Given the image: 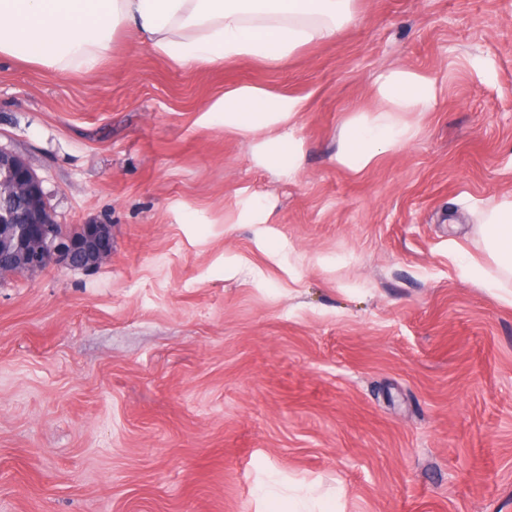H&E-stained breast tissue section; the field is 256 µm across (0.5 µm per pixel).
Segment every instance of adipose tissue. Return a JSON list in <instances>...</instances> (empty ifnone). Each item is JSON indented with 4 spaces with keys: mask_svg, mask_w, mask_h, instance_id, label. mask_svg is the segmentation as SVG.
Masks as SVG:
<instances>
[{
    "mask_svg": "<svg viewBox=\"0 0 512 512\" xmlns=\"http://www.w3.org/2000/svg\"><path fill=\"white\" fill-rule=\"evenodd\" d=\"M354 0H0V55L56 71L93 70L112 52L120 29L134 31L178 68L238 59L278 67L312 43L332 37L353 17ZM373 104L348 119L334 156L354 174L387 151L409 146L419 119L433 111L438 85L406 68L378 74ZM304 97L240 84L203 108L204 123L249 138L251 160L279 178L301 168L296 129ZM484 232L503 268L512 270V202Z\"/></svg>",
    "mask_w": 512,
    "mask_h": 512,
    "instance_id": "ef3b65f1",
    "label": "adipose tissue"
}]
</instances>
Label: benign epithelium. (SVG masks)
<instances>
[{"mask_svg":"<svg viewBox=\"0 0 512 512\" xmlns=\"http://www.w3.org/2000/svg\"><path fill=\"white\" fill-rule=\"evenodd\" d=\"M0 194L16 197L20 208L0 206V226L8 236L0 248L10 264L0 266V277L34 274L49 266L95 268L112 254L109 224H85L79 235L62 231L50 209L42 182L15 151L0 146Z\"/></svg>","mask_w":512,"mask_h":512,"instance_id":"obj_1","label":"benign epithelium"}]
</instances>
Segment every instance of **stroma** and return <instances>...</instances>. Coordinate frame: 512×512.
<instances>
[{
  "instance_id": "1",
  "label": "stroma",
  "mask_w": 512,
  "mask_h": 512,
  "mask_svg": "<svg viewBox=\"0 0 512 512\" xmlns=\"http://www.w3.org/2000/svg\"><path fill=\"white\" fill-rule=\"evenodd\" d=\"M436 80L408 147L355 175L339 133L375 77ZM307 97L302 173L200 124L238 84ZM0 146L112 258L0 283V512H512V306L487 214L512 198V0H355L269 69H180L132 33L90 73L0 56ZM253 193L269 224H228ZM263 497L265 498L268 508L267 512H334L336 508H333L328 502L322 501L318 510L314 511L309 503L310 501L306 496H301L296 493L293 496L288 495V499L283 498L276 492L268 490L264 492Z\"/></svg>"
}]
</instances>
